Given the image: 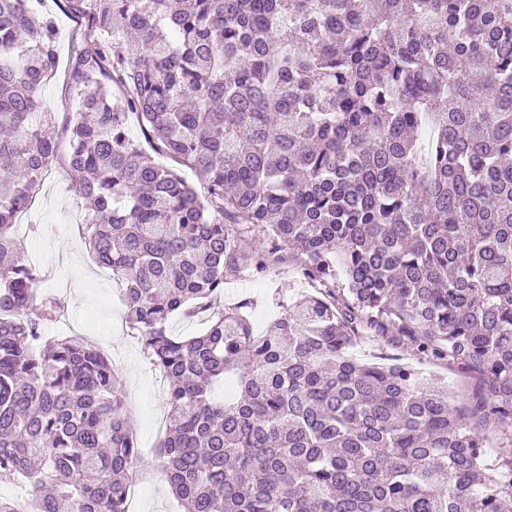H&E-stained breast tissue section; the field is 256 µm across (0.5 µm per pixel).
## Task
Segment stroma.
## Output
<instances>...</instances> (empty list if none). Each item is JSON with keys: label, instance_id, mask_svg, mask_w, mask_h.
I'll use <instances>...</instances> for the list:
<instances>
[{"label": "stroma", "instance_id": "35a3bbf8", "mask_svg": "<svg viewBox=\"0 0 512 512\" xmlns=\"http://www.w3.org/2000/svg\"><path fill=\"white\" fill-rule=\"evenodd\" d=\"M40 9L53 16L57 29L61 70L46 81L41 96L54 112L55 126L60 129L69 112V80L62 67L68 62L71 42L80 40L87 49L93 42L85 38L83 22L67 14L58 0H42ZM79 181L65 157L54 159L30 208L18 218L15 234L24 243L29 260L42 272L34 286L37 298L55 297L64 303L65 315L50 324L48 335L79 336L96 344L111 359L125 384L128 416L140 446L136 493L129 499V512H184L169 490L156 456L168 411L164 382L144 358L140 342L126 322V304L111 270L96 262L85 243L83 226L89 223L90 213L78 193ZM310 292L294 264L287 262L267 273L225 283L221 302L253 301L250 320L261 333L281 315L282 305ZM354 354L369 363L400 358L424 378L439 379L459 403L472 387L470 379L448 372L442 364L421 359L414 343L408 340L393 347L385 339L369 338L355 347Z\"/></svg>", "mask_w": 512, "mask_h": 512}]
</instances>
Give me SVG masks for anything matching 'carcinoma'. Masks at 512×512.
<instances>
[{
    "label": "carcinoma",
    "mask_w": 512,
    "mask_h": 512,
    "mask_svg": "<svg viewBox=\"0 0 512 512\" xmlns=\"http://www.w3.org/2000/svg\"><path fill=\"white\" fill-rule=\"evenodd\" d=\"M63 4L95 44L73 48L66 129L85 239L167 384L157 455L187 512H509L512 0ZM56 35L0 0V479L34 512H128L123 385L100 348L43 336L60 303L35 301L14 234L57 156L41 98ZM131 114L173 165L129 136ZM255 230L266 248L247 258ZM287 254L334 301L305 296L260 336L251 302L213 304ZM179 312L207 314L203 333L172 335ZM368 337L468 376L464 405L353 357Z\"/></svg>",
    "instance_id": "carcinoma-1"
}]
</instances>
